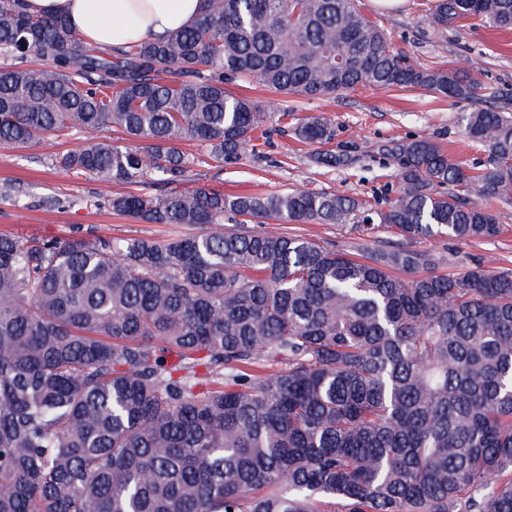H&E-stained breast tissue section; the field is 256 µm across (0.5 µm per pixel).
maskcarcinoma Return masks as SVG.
Listing matches in <instances>:
<instances>
[{"mask_svg":"<svg viewBox=\"0 0 512 512\" xmlns=\"http://www.w3.org/2000/svg\"><path fill=\"white\" fill-rule=\"evenodd\" d=\"M473 20L511 30L512 0H435L428 16L441 31ZM482 75L415 65L356 0H204L191 26L111 50L0 0V142L82 134L52 164L129 187L87 205L200 228L376 221L403 237L1 234L0 512H512V269L438 273L443 258L414 248L498 235L463 188L512 203V113L480 105ZM233 81L470 100L463 133L488 156L473 174L432 139L398 142L397 196L366 215L303 187L177 189L194 166L258 155L273 113ZM294 132L333 136L315 114Z\"/></svg>","mask_w":512,"mask_h":512,"instance_id":"cac0c4a2","label":"carcinoma"}]
</instances>
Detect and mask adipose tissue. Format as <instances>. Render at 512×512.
Returning <instances> with one entry per match:
<instances>
[{
	"label": "adipose tissue",
	"mask_w": 512,
	"mask_h": 512,
	"mask_svg": "<svg viewBox=\"0 0 512 512\" xmlns=\"http://www.w3.org/2000/svg\"><path fill=\"white\" fill-rule=\"evenodd\" d=\"M29 13L58 17L101 48L158 39L201 14L203 0H26Z\"/></svg>",
	"instance_id": "1"
}]
</instances>
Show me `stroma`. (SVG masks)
Segmentation results:
<instances>
[{"label":"stroma","mask_w":512,"mask_h":512,"mask_svg":"<svg viewBox=\"0 0 512 512\" xmlns=\"http://www.w3.org/2000/svg\"><path fill=\"white\" fill-rule=\"evenodd\" d=\"M434 0H405L396 10L381 9L373 0H357L360 11L384 28L395 49L417 65L436 68L473 59L480 61L487 85L486 105L512 111V31L485 26L436 31L425 17ZM228 90L273 105L276 114L259 139V157H246L224 168L194 167L191 186L232 195L267 192L303 186L332 192L358 201L362 209H386L395 196L398 161L388 152L397 141L427 137L440 142L455 158L475 164L486 151L467 140L461 130L468 100L437 99L424 91L380 90L359 87L333 98H299L282 95L255 84L235 82ZM308 114L325 116L334 135L324 148L298 141L294 127ZM82 144L77 135L45 139L35 150L0 145V232L22 238L63 241L74 237L145 238L165 241L191 234L188 226L146 224L116 214L110 208L94 209L86 199L118 193V185L102 186L83 175L55 169L53 156ZM339 155L341 164H318V151ZM502 228L492 239L464 242L445 237L422 239L418 249L444 257L439 270L461 273L473 263L489 269H512V203L489 200ZM281 231L304 235L335 245L351 242L386 247L400 242L396 229L382 224H281Z\"/></svg>","instance_id":"35a3bbf8"}]
</instances>
